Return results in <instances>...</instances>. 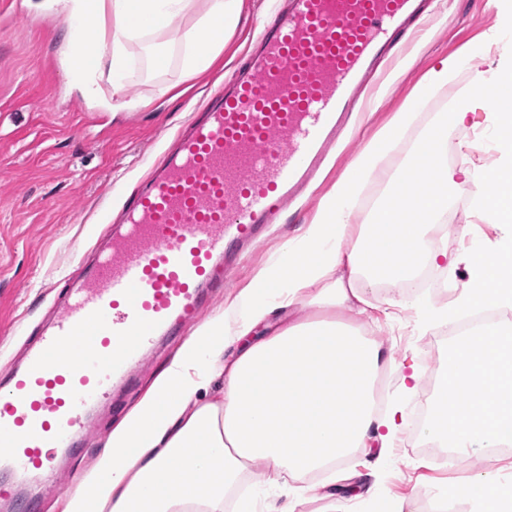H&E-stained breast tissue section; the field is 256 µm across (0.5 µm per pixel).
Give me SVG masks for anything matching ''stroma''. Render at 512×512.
<instances>
[{
    "label": "stroma",
    "instance_id": "35a3bbf8",
    "mask_svg": "<svg viewBox=\"0 0 512 512\" xmlns=\"http://www.w3.org/2000/svg\"><path fill=\"white\" fill-rule=\"evenodd\" d=\"M50 2L19 0L18 18H0V369L22 354L68 274L107 233L110 220L165 147L243 64L261 16L270 13L276 0H245L238 29L208 72L188 79L174 63L152 77L133 66L125 95L138 106L117 114L99 111L70 85L63 51L74 24ZM496 12L495 0H448L441 14L424 22L421 33L401 38L397 58L371 106L332 151L329 167L307 194L276 215L267 237L230 276L224 297H234L261 266L285 262L284 243L310 223L318 200L362 145L403 106H411L416 119L383 164L408 158L421 133L468 95L473 105L464 125L446 130L448 166L468 169L473 181H480L496 164L498 153L489 140L494 133L489 107L477 97L473 76L486 69L498 50L512 48V30L494 27ZM452 53L460 56L455 79L421 96L424 74ZM160 82L171 87L161 99L155 92ZM448 213L465 229L445 241L448 253H461L468 242L492 240L498 234L495 225L473 211L465 186L449 189ZM390 312L387 319L363 318L362 325L394 359L380 377V390L387 401L401 400L411 409L416 400L403 396L401 374L415 370L425 377L431 368H444L448 344L438 341V329L422 326L417 308L398 305ZM114 425L106 415L93 422L85 457L66 468L56 484L34 488L41 512H59L60 498L93 464ZM414 432L413 419H406L385 457H378L372 444L343 461L335 474H317L322 490L301 500L295 512H374L379 502L383 512H393L406 496L416 512H469L466 503L457 509L437 504L439 491L460 475L411 456L405 442Z\"/></svg>",
    "mask_w": 512,
    "mask_h": 512
}]
</instances>
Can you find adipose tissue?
Segmentation results:
<instances>
[{
  "label": "adipose tissue",
  "mask_w": 512,
  "mask_h": 512,
  "mask_svg": "<svg viewBox=\"0 0 512 512\" xmlns=\"http://www.w3.org/2000/svg\"><path fill=\"white\" fill-rule=\"evenodd\" d=\"M72 17L96 20L91 65L71 62L74 78L106 112L136 108L123 79L140 49L147 71L179 59L185 73L208 71L233 34L243 0H62ZM223 35H214L215 26ZM478 94L492 105L499 159L478 187L477 207L499 235L458 256L432 235L448 213V124H464L470 101L440 116L392 174L368 223H351L360 185L414 119L396 113L362 147L350 173L323 197L311 223L287 242L288 261L261 269L224 310L201 322L150 391L112 430L93 467L79 475L61 512H227L242 473L262 462L294 480L326 472L367 441L391 447L405 418L402 404L376 408V387L390 357L358 325L372 309L373 287L402 289L424 267L465 264L466 288L443 306L421 305L427 325L464 310L512 308V59L477 73ZM320 309L317 318L307 308ZM223 378L216 400L205 394ZM429 442L461 454L512 445V325H488L455 337L436 373ZM476 512H512V480L487 468L448 485Z\"/></svg>",
  "instance_id": "1"
}]
</instances>
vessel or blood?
Returning a JSON list of instances; mask_svg holds the SVG:
<instances>
[{"label": "vessel or blood", "instance_id": "obj_1", "mask_svg": "<svg viewBox=\"0 0 512 512\" xmlns=\"http://www.w3.org/2000/svg\"><path fill=\"white\" fill-rule=\"evenodd\" d=\"M422 0H290L233 86L156 162L108 245L72 272L54 320L0 388V475L53 481L85 415L226 286L245 246L294 201L356 92Z\"/></svg>", "mask_w": 512, "mask_h": 512}]
</instances>
